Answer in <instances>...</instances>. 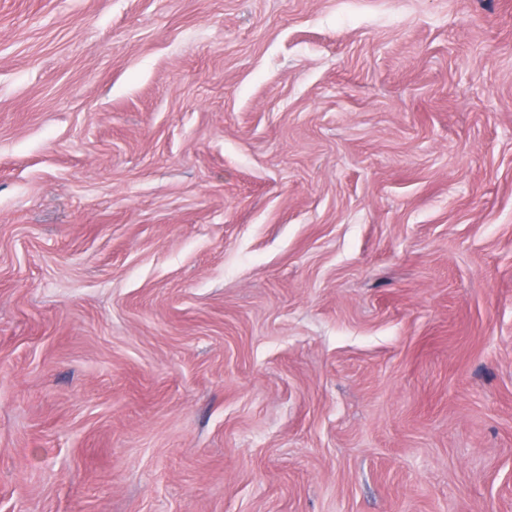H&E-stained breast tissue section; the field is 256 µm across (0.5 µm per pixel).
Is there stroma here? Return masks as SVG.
<instances>
[{"label": "stroma", "instance_id": "obj_1", "mask_svg": "<svg viewBox=\"0 0 512 512\" xmlns=\"http://www.w3.org/2000/svg\"><path fill=\"white\" fill-rule=\"evenodd\" d=\"M0 512H512V0H0Z\"/></svg>", "mask_w": 512, "mask_h": 512}]
</instances>
